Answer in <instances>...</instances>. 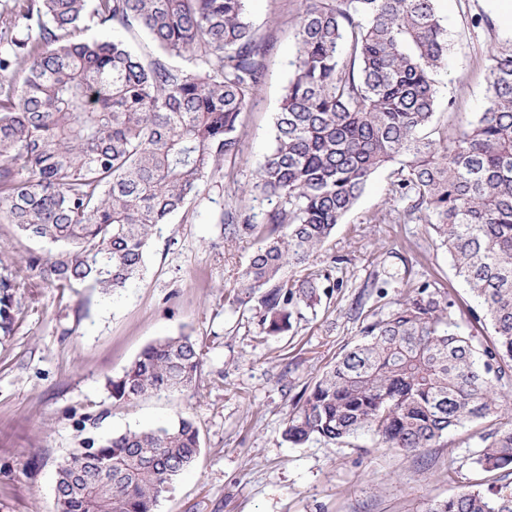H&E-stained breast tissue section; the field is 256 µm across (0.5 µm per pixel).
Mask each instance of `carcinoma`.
<instances>
[{"mask_svg": "<svg viewBox=\"0 0 512 512\" xmlns=\"http://www.w3.org/2000/svg\"><path fill=\"white\" fill-rule=\"evenodd\" d=\"M98 34L85 36L90 28ZM144 36L137 53L112 33ZM247 0H0V224L50 245L0 273V335L25 290L116 294L140 277L153 234L237 156L243 117L268 71ZM448 38L435 0H300L286 92L253 189L275 202L263 224L222 218L224 242L259 247L225 295L255 303L260 335L279 336L320 301L308 273L381 168L394 198L430 225L477 299L492 343L463 336L448 294L423 283L361 329L288 420L285 439L343 445L361 434L415 452L487 424L477 463L498 475L426 512H512V41L487 50L483 111L456 137H432ZM190 336L149 344L112 399L196 387ZM200 455L186 418L88 437L56 469L54 512H155Z\"/></svg>", "mask_w": 512, "mask_h": 512, "instance_id": "obj_1", "label": "carcinoma"}]
</instances>
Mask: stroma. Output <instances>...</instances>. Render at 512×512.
<instances>
[{"instance_id":"35a3bbf8","label":"stroma","mask_w":512,"mask_h":512,"mask_svg":"<svg viewBox=\"0 0 512 512\" xmlns=\"http://www.w3.org/2000/svg\"><path fill=\"white\" fill-rule=\"evenodd\" d=\"M298 0H248L256 34L271 50L262 89L244 117L240 151L203 194L154 235L146 269L118 294L35 289L13 335L0 336V512H52L56 468L82 439L186 417L198 427L196 465L161 498L158 512H427L461 486H487L471 428L413 453L385 450L363 434L349 446L289 444L284 430L306 389L360 337L363 322L395 308L412 288L447 292L461 332L489 344L487 323L428 224L404 216L379 170L354 210L314 255L332 283L288 333L262 342L251 307L231 309L224 291L257 249L225 243L220 218L236 208L250 223L271 209L247 192L273 144V121L289 78ZM499 0H436L448 32V64L437 77L434 122L455 135L486 97V49L512 38ZM46 243L0 224V259L24 264ZM185 334L203 344L196 389L113 400L106 388L142 349Z\"/></svg>"}]
</instances>
